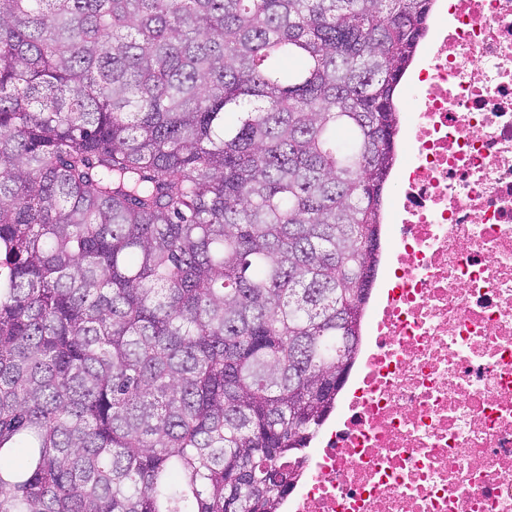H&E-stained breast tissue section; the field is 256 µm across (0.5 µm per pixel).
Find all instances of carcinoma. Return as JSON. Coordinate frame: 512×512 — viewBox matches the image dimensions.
Instances as JSON below:
<instances>
[{
  "mask_svg": "<svg viewBox=\"0 0 512 512\" xmlns=\"http://www.w3.org/2000/svg\"><path fill=\"white\" fill-rule=\"evenodd\" d=\"M431 6L0 0V512H281Z\"/></svg>",
  "mask_w": 512,
  "mask_h": 512,
  "instance_id": "carcinoma-1",
  "label": "carcinoma"
}]
</instances>
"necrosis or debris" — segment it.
I'll use <instances>...</instances> for the list:
<instances>
[{
    "instance_id": "4bbe7bcc",
    "label": "necrosis or debris",
    "mask_w": 512,
    "mask_h": 512,
    "mask_svg": "<svg viewBox=\"0 0 512 512\" xmlns=\"http://www.w3.org/2000/svg\"><path fill=\"white\" fill-rule=\"evenodd\" d=\"M336 417L282 512H512V0H435Z\"/></svg>"
}]
</instances>
